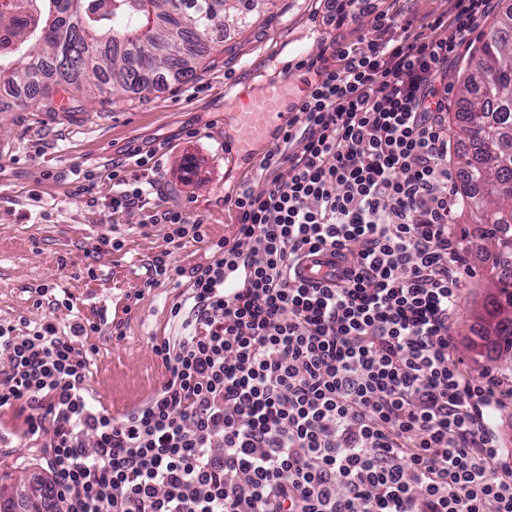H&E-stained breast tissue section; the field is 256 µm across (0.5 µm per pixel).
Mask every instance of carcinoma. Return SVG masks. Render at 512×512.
<instances>
[{"label":"carcinoma","instance_id":"obj_1","mask_svg":"<svg viewBox=\"0 0 512 512\" xmlns=\"http://www.w3.org/2000/svg\"><path fill=\"white\" fill-rule=\"evenodd\" d=\"M251 7V0H0V31L13 51L0 55V91L28 109L59 86L150 91L194 75L203 36ZM479 76L459 84L450 131L471 144L457 155L458 194L478 235L494 250L496 296L487 336L512 361V8L496 14L476 46ZM43 512H56L51 485L32 483ZM12 487L0 485V512H17Z\"/></svg>","mask_w":512,"mask_h":512}]
</instances>
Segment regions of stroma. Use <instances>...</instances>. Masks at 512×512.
<instances>
[{
	"label": "stroma",
	"instance_id": "stroma-1",
	"mask_svg": "<svg viewBox=\"0 0 512 512\" xmlns=\"http://www.w3.org/2000/svg\"><path fill=\"white\" fill-rule=\"evenodd\" d=\"M447 9L448 0H336L332 5L327 0H257L248 23L224 30L217 52L197 67L193 80L96 98L59 89L50 112L20 110L0 96V324L36 328L50 323L64 334L73 317L100 322V333L85 345L97 406L118 417L145 402L165 372L152 339L172 333L169 309L183 292L168 282L145 287L146 268L163 252L187 268L205 261L214 243L234 239L230 196L252 177L293 104L317 79L315 70L297 68L296 58L333 67L332 42L357 43L374 12L422 17ZM279 83L286 84L288 99L264 139L247 153L226 151L225 141L237 132L228 101L258 99L267 86ZM185 129L195 130V137H182ZM158 145L165 155L155 176L156 193L144 206L109 218L111 161L125 158L132 148ZM87 175L97 185L94 205L75 189ZM159 205L201 218L203 241L166 243L165 227L150 222ZM113 223L123 231L124 246L100 251L98 237ZM463 257L468 274L450 333L463 369L476 378L504 361L501 351L482 338L492 260L470 251ZM89 266L95 277L86 276ZM42 287L46 295L37 296ZM63 300L69 308H60ZM0 425L10 431L6 447H0V474L45 478L19 412L0 410Z\"/></svg>",
	"mask_w": 512,
	"mask_h": 512
}]
</instances>
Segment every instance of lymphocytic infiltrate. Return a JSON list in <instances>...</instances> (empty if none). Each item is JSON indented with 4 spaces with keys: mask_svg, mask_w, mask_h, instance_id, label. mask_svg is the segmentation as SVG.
<instances>
[{
    "mask_svg": "<svg viewBox=\"0 0 512 512\" xmlns=\"http://www.w3.org/2000/svg\"><path fill=\"white\" fill-rule=\"evenodd\" d=\"M492 2L379 12L360 47L333 43L236 194L234 240L188 269L151 260L146 287L184 277L188 295L180 336L152 339L165 378L144 404L96 407L99 323L0 324V408L27 410L61 512H512V395L498 371L467 377L450 334L465 268L444 75ZM156 157L113 161L112 214L143 206ZM152 221L204 238L181 209ZM321 256L328 276L299 280Z\"/></svg>",
    "mask_w": 512,
    "mask_h": 512,
    "instance_id": "1",
    "label": "lymphocytic infiltrate"
}]
</instances>
